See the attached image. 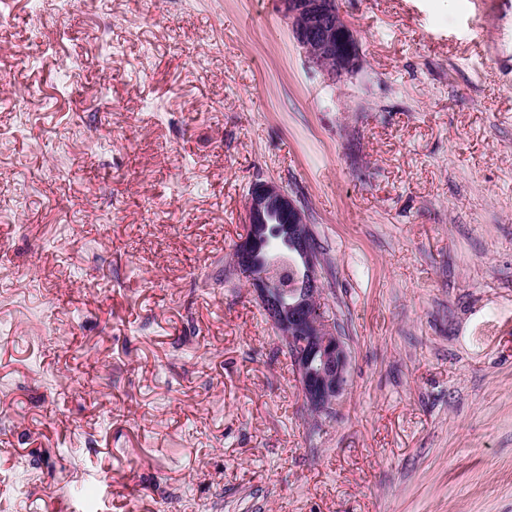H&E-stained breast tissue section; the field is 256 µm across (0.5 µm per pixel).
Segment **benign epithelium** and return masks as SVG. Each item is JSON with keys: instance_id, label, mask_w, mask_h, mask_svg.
Masks as SVG:
<instances>
[{"instance_id": "benign-epithelium-1", "label": "benign epithelium", "mask_w": 512, "mask_h": 512, "mask_svg": "<svg viewBox=\"0 0 512 512\" xmlns=\"http://www.w3.org/2000/svg\"><path fill=\"white\" fill-rule=\"evenodd\" d=\"M280 7L309 61L328 79L336 81L359 70L362 58L357 37L340 17L335 0H280ZM273 210L288 217L285 228L267 223L266 215ZM245 223L236 263L243 268L252 266L256 246L263 244L267 271L253 279L254 290L286 344L305 401L318 412L329 410L346 388L348 352L327 317L311 319L306 315L307 302L321 296V262L308 245L309 225L296 199L267 180L251 187ZM284 229L307 266L302 288L288 295L273 276L285 248Z\"/></svg>"}]
</instances>
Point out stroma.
<instances>
[{"mask_svg": "<svg viewBox=\"0 0 512 512\" xmlns=\"http://www.w3.org/2000/svg\"><path fill=\"white\" fill-rule=\"evenodd\" d=\"M10 0L0 512H512V0ZM296 197L349 353L314 414L233 259ZM279 2L298 44L328 79L340 80L359 70L362 58L357 37L340 17L335 0Z\"/></svg>", "mask_w": 512, "mask_h": 512, "instance_id": "1", "label": "stroma"}]
</instances>
